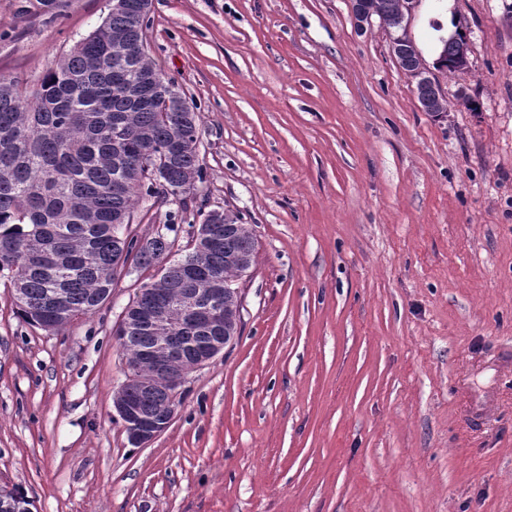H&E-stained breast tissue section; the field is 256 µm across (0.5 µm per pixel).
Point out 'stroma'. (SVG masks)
Listing matches in <instances>:
<instances>
[{"label":"stroma","instance_id":"stroma-1","mask_svg":"<svg viewBox=\"0 0 512 512\" xmlns=\"http://www.w3.org/2000/svg\"><path fill=\"white\" fill-rule=\"evenodd\" d=\"M0 0V74L36 85L108 0ZM512 0H454L467 63L423 111L350 0H151L153 64L198 116L206 180L140 236L239 212L234 340L168 427L129 441L115 336L142 279L58 332L0 284V483L33 512H512Z\"/></svg>","mask_w":512,"mask_h":512}]
</instances>
